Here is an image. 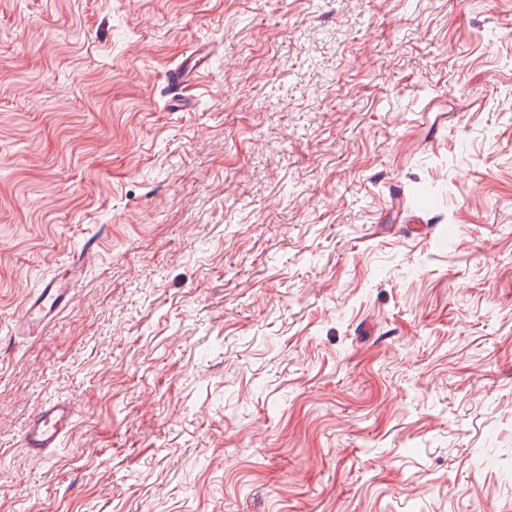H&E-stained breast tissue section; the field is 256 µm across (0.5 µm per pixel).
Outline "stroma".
<instances>
[{
    "label": "stroma",
    "instance_id": "35a3bbf8",
    "mask_svg": "<svg viewBox=\"0 0 512 512\" xmlns=\"http://www.w3.org/2000/svg\"><path fill=\"white\" fill-rule=\"evenodd\" d=\"M0 512H512V0H0ZM211 58V51L205 45H198L195 51L192 53V59L190 65L186 68L177 67L169 72L168 85L171 91L170 102L176 101L175 97L180 95L179 91L183 89L185 85V79L188 72L192 69L206 68ZM69 286L65 276L46 280L27 301L21 315V329L31 332L55 318L73 296V288ZM76 407L69 400L46 402L22 432L25 448L38 457H49L61 448L75 429Z\"/></svg>",
    "mask_w": 512,
    "mask_h": 512
}]
</instances>
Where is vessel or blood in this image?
<instances>
[{"label": "vessel or blood", "mask_w": 512, "mask_h": 512, "mask_svg": "<svg viewBox=\"0 0 512 512\" xmlns=\"http://www.w3.org/2000/svg\"><path fill=\"white\" fill-rule=\"evenodd\" d=\"M72 290L66 278L46 280L29 298L21 315V327L34 331L50 322L69 303ZM76 407L68 400L46 402L31 417L22 432L25 448L38 457H48L61 448L75 429Z\"/></svg>", "instance_id": "b4317fda"}]
</instances>
